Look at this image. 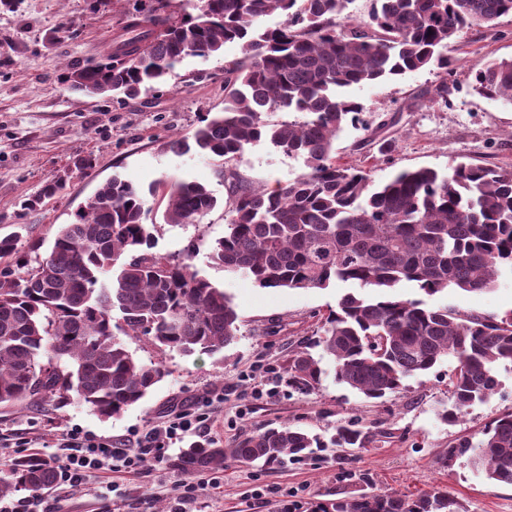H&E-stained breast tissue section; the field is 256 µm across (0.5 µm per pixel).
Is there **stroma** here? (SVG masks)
Instances as JSON below:
<instances>
[{
    "label": "stroma",
    "mask_w": 512,
    "mask_h": 512,
    "mask_svg": "<svg viewBox=\"0 0 512 512\" xmlns=\"http://www.w3.org/2000/svg\"><path fill=\"white\" fill-rule=\"evenodd\" d=\"M139 0H18L0 11V235L19 234L38 243L28 260L48 255L61 225L103 184L120 176L140 190L159 181L203 184L217 207L195 224H159L156 253L183 256L224 289L239 316L235 342L220 353L183 355L144 340L124 337L138 359L163 362L167 376L120 417L102 418L86 406L0 407V435L27 440V448L0 457V477L12 458L53 454L66 430L112 438L124 448H145L149 433L175 414L208 418V437L228 443L254 430L284 422L322 434L338 423L358 422L369 434L364 450L347 465L332 459L300 465H224V485L203 492L204 512H282L284 504L306 503L360 493L361 476L378 492L408 497L441 488L465 512H512V486L478 474L468 456L442 465L440 456L461 436H480L491 421L512 413V366L499 367L497 391L468 410L457 423L442 422L448 407V375L455 360L430 374L408 379L404 390L381 402L326 377L316 393L294 392L282 375L294 351L322 333V319L348 292L339 283L324 289H265L227 274L210 258L212 243L223 237L229 189L217 169L219 159L170 151V140L192 134L206 113L224 107V67L242 59L239 44L220 55L187 58L168 81L138 96H91L61 80L69 69L106 60L114 39ZM455 71L448 80L450 106L424 99L441 73L422 69L346 89L363 107V124L345 127L336 140L343 163L366 171L374 183L396 171L431 167L447 171L460 162L493 164L512 170V106L472 92L471 72L486 61L512 57V15L495 28L473 26L448 49ZM255 188H275L305 170L301 158L270 145L247 149L229 163ZM57 194L35 207L25 202L46 183ZM434 307L481 315L512 312V268L503 267L491 290L470 293L451 288L429 297ZM185 440L172 443L162 467L102 474L93 486L73 488L56 503L57 512H156L170 505L181 478L175 466Z\"/></svg>",
    "instance_id": "obj_1"
}]
</instances>
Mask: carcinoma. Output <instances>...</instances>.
I'll list each match as a JSON object with an SVG mask.
<instances>
[{
  "label": "carcinoma",
  "mask_w": 512,
  "mask_h": 512,
  "mask_svg": "<svg viewBox=\"0 0 512 512\" xmlns=\"http://www.w3.org/2000/svg\"><path fill=\"white\" fill-rule=\"evenodd\" d=\"M351 0H199L198 13L127 17L106 61L73 68L70 88L95 94H137L158 85L188 57L221 54L239 42L245 60L224 67V110L170 150L229 163L248 148L270 144L300 157L305 172L271 191L255 190L229 173L232 197L224 236L211 259L260 288L324 289L341 282L372 290L344 294L318 339L296 351L283 377L288 388L316 392L328 375L370 400L404 389L449 358L452 401L442 420L454 423L499 386L497 367L512 366V313L502 317L433 307L402 297L412 283L427 296L450 287L492 289L512 266V171L460 162L441 173L403 170L375 186L369 175L336 160L335 142L362 106L345 97L353 85L431 66L443 77L422 93L448 106L447 49L471 26L491 27L512 15V0H373L369 21L345 15ZM279 13L275 28L260 25ZM481 97L512 104V58L474 72ZM297 114L272 122L268 113ZM165 201L166 224H192L216 206L202 184H159L144 194L114 177L59 228L50 253L29 264L19 236H0V404L58 407L79 403L118 417L166 375L144 362L119 335L144 337L184 355L216 354L238 336L239 317L224 289L186 258L152 252L156 223L147 196ZM322 348L319 357L311 349ZM368 433L339 424L329 442L282 423L224 447L194 441L181 454L183 474L241 464L304 463L323 448L345 464L365 448ZM470 454L487 479L512 485V414L492 421L482 437H461L443 462ZM0 494L52 487L53 471L34 458L10 464ZM309 512H460L443 491L416 498L364 492L317 501Z\"/></svg>",
  "instance_id": "1"
}]
</instances>
